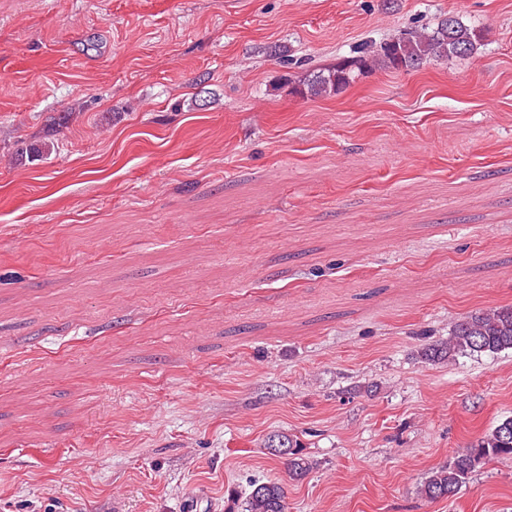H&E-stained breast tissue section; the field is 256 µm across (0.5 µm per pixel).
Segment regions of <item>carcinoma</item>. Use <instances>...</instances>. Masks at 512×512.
Wrapping results in <instances>:
<instances>
[{
  "instance_id": "cac0c4a2",
  "label": "carcinoma",
  "mask_w": 512,
  "mask_h": 512,
  "mask_svg": "<svg viewBox=\"0 0 512 512\" xmlns=\"http://www.w3.org/2000/svg\"><path fill=\"white\" fill-rule=\"evenodd\" d=\"M479 40L475 28L448 17L432 27L406 30L378 45L366 44L359 55L310 73L303 81L302 93L314 98L336 93L369 70L408 71L431 61L469 57L475 53ZM509 349L512 350V307H499L458 320L447 341L429 344L420 354L427 361L440 363ZM267 449L283 460L291 481L303 480L314 468L300 444L285 433L269 437ZM509 457L512 458V416L501 420L448 466L432 472L422 486V494L432 501L449 499L480 464ZM244 505V512H287V492L278 481L255 482Z\"/></svg>"
}]
</instances>
